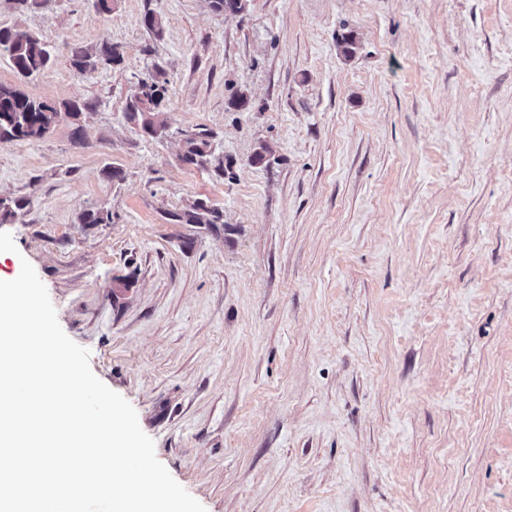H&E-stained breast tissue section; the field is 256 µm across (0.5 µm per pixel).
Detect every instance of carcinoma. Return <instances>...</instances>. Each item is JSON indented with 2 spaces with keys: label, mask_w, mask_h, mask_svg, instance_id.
<instances>
[{
  "label": "carcinoma",
  "mask_w": 512,
  "mask_h": 512,
  "mask_svg": "<svg viewBox=\"0 0 512 512\" xmlns=\"http://www.w3.org/2000/svg\"><path fill=\"white\" fill-rule=\"evenodd\" d=\"M0 53L6 55L16 72L24 77H36L47 70L52 63L50 46L39 36L17 33L9 27H0ZM122 55L114 46L105 45L100 53L93 56L77 51L72 56V67L84 74L96 69L97 65H117ZM168 81L162 73L148 74L138 82V88L127 104L128 120L140 129L164 131L168 127L163 102ZM81 106L75 101L54 103L29 96L16 88L0 84V143L16 140H38L46 136L62 119H78ZM212 133L199 127L183 138V158L187 162L204 167L209 162ZM30 204L27 199H17L9 205L0 200V223L17 216V212ZM174 224H218L222 216L219 210L202 199L188 208L168 213ZM83 224H110L112 212L105 209L82 214Z\"/></svg>",
  "instance_id": "cac0c4a2"
}]
</instances>
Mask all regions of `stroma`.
<instances>
[{"label":"stroma","instance_id":"stroma-1","mask_svg":"<svg viewBox=\"0 0 512 512\" xmlns=\"http://www.w3.org/2000/svg\"><path fill=\"white\" fill-rule=\"evenodd\" d=\"M0 26L53 56L0 84L82 107L0 144L30 201L0 278L32 264L206 512H512V0H0ZM156 71L152 139L125 112ZM199 199L222 223L165 219ZM122 55L119 50L114 46L104 45L100 53L92 56L83 51H75L72 56V67L80 73L84 74L88 71L95 70L97 65H117L121 62ZM183 138L184 151L183 158L189 163L198 167H205L209 162L210 139L212 133L202 127L186 133Z\"/></svg>","mask_w":512,"mask_h":512}]
</instances>
